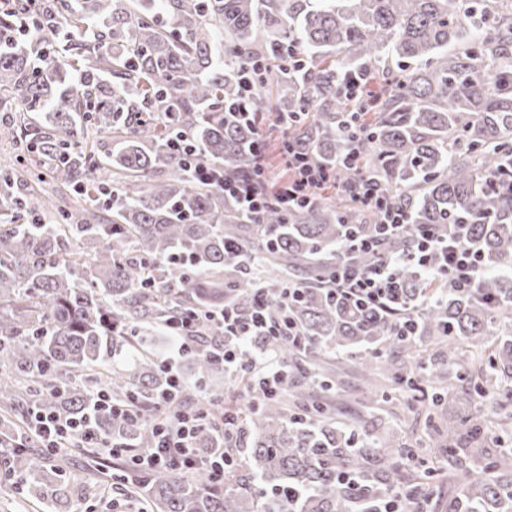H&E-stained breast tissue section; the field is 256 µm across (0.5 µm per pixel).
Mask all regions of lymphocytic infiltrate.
<instances>
[{"instance_id":"1","label":"lymphocytic infiltrate","mask_w":512,"mask_h":512,"mask_svg":"<svg viewBox=\"0 0 512 512\" xmlns=\"http://www.w3.org/2000/svg\"><path fill=\"white\" fill-rule=\"evenodd\" d=\"M257 176L264 179L265 190H258L251 178H237L225 182L224 192L247 212L257 213L274 204L290 210L307 205L319 191L333 182V167L327 166L302 153H289L285 176H277L264 151H257ZM256 176V177H257ZM354 199L361 207L373 211L378 217L375 235L361 236L349 233L344 249L370 250L377 248L382 237L395 233L407 222L404 210L393 207L379 191L372 179L357 181ZM406 262L417 266L423 275L441 277L460 288L475 287L485 273V266L477 250L463 237L448 236L438 240L431 227H419L414 246L405 257ZM396 260L383 262L366 273L340 268L332 285L337 294L358 305L386 307L396 285ZM224 342L221 362L225 369L236 374L258 373L262 376L265 393H274L280 379L278 361L261 350L256 340L261 336H287L297 339L298 333L288 322L267 319L263 306H255L248 316L224 310L219 318ZM204 412L180 410L154 425L156 443L150 448H135L129 456L137 470L188 472L200 464H208L214 483L224 481V458L215 455L202 458L194 445L197 428L204 420ZM27 431L35 436L42 447L54 451L65 442L78 448H95L112 454L113 448L96 432L90 416L68 418L35 406L30 408Z\"/></svg>"}]
</instances>
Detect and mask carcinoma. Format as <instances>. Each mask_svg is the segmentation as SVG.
<instances>
[{
  "mask_svg": "<svg viewBox=\"0 0 512 512\" xmlns=\"http://www.w3.org/2000/svg\"><path fill=\"white\" fill-rule=\"evenodd\" d=\"M35 23L34 41L0 43V135L18 144L0 167V435L20 437L10 412L23 403L80 417L99 390L150 400L169 387L153 331L195 313L183 337L194 379L182 393L200 396L209 416L195 445L244 449L245 462L225 467L222 486L204 469L119 464L116 489L148 512H383L391 498L427 509L455 430L427 433L425 448L395 446L342 430L300 388L333 391L331 355L373 345L362 368L417 408L452 399L445 364L477 396L512 399V331L487 340L512 323V12L492 0H50ZM255 64L253 110L292 113L287 144L335 167L341 187L356 178L340 165L356 143L355 166L406 208L398 234L345 252L349 225L370 236L377 220L352 198L252 216L195 174L196 159L254 174L256 131L228 107ZM359 72L368 102L345 89ZM46 176L55 195L23 190ZM419 224L462 233L489 274L453 288L403 265L390 313L331 292L336 264L366 272L401 257ZM290 283L300 293L289 300ZM258 288L304 345L260 337L287 368L277 393L241 374L248 399L225 406L203 388L222 369L220 328L204 314L247 311ZM387 345L406 361L377 360ZM431 347L440 366L419 380ZM152 416L99 411L92 421L118 448H148ZM511 453L478 470L455 460L445 512H512ZM49 462L38 448L7 461L26 474L23 497L45 498Z\"/></svg>",
  "mask_w": 512,
  "mask_h": 512,
  "instance_id": "1",
  "label": "carcinoma"
}]
</instances>
